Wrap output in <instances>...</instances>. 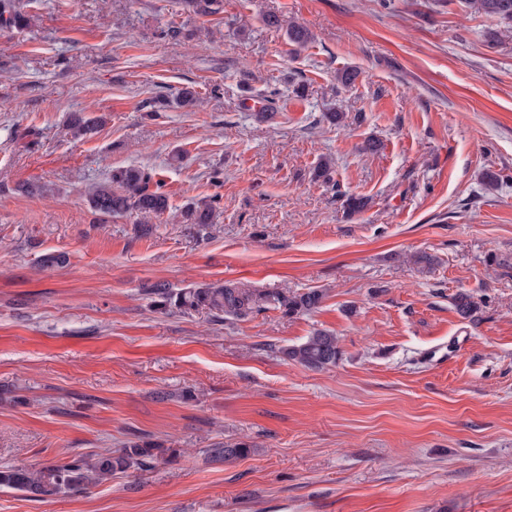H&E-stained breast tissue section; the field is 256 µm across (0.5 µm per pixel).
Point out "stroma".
Instances as JSON below:
<instances>
[{"label":"stroma","mask_w":512,"mask_h":512,"mask_svg":"<svg viewBox=\"0 0 512 512\" xmlns=\"http://www.w3.org/2000/svg\"><path fill=\"white\" fill-rule=\"evenodd\" d=\"M16 3L25 24L0 30V467L165 454L83 494L0 489V512H512V22L461 0ZM184 87L198 106L154 109ZM76 113L97 130L74 137ZM127 166L169 196L146 235L88 202ZM340 188L364 210L346 215ZM214 196L213 224L180 223ZM53 252L66 264L41 267ZM159 282L324 299L230 322L157 307ZM317 329L336 365L284 356ZM236 443L250 454L213 461Z\"/></svg>","instance_id":"1"}]
</instances>
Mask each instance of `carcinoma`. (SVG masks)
Returning <instances> with one entry per match:
<instances>
[{"mask_svg":"<svg viewBox=\"0 0 512 512\" xmlns=\"http://www.w3.org/2000/svg\"><path fill=\"white\" fill-rule=\"evenodd\" d=\"M468 6L478 13L512 21V0H467ZM25 16L18 10L15 0H0V28L9 29L23 24ZM343 208L353 215L365 207V201L348 192H339ZM90 207L103 215L123 216L134 214L140 223L149 224L162 218L171 209L169 197L153 185L150 172L137 167H121L112 170L111 184L101 186L88 197ZM219 200L213 198L197 205H188L181 211L182 223L204 227L213 223ZM153 293L160 298L164 308L174 307L183 312L206 311L224 319L243 321L271 307L293 317L318 309L324 294L311 290L301 294L286 292H258L231 283L209 284L197 288L171 291L164 284H157ZM457 312L465 318H473L480 304L466 293L454 298ZM285 355L311 370H321L335 365L342 352L337 336L329 331L318 330L298 345L284 350ZM161 448L147 444H135L116 453L87 454L64 464L41 467L26 465L6 467L0 470V488L25 492L29 497L41 500L60 493H84L90 487L128 470L136 464L144 467L158 458ZM251 449L244 444L228 445L211 449L216 461H233L247 456Z\"/></svg>","mask_w":512,"mask_h":512,"instance_id":"1","label":"carcinoma"}]
</instances>
